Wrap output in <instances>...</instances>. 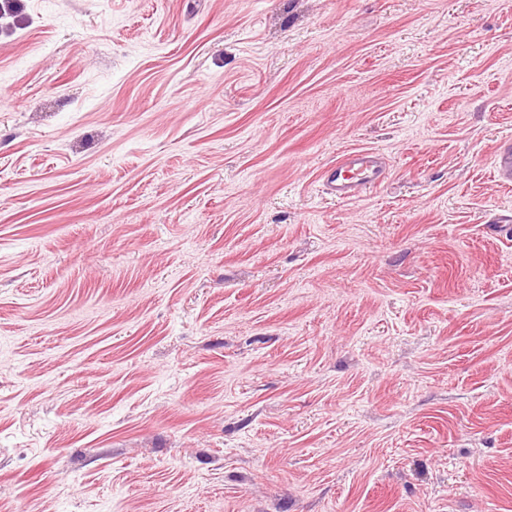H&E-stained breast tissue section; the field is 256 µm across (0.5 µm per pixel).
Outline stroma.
<instances>
[{
	"label": "stroma",
	"mask_w": 512,
	"mask_h": 512,
	"mask_svg": "<svg viewBox=\"0 0 512 512\" xmlns=\"http://www.w3.org/2000/svg\"><path fill=\"white\" fill-rule=\"evenodd\" d=\"M509 139L512 0H0V512H512ZM386 165L369 150L344 153L329 168L322 185L328 194L340 200L358 198L368 187L379 184L385 178Z\"/></svg>",
	"instance_id": "obj_1"
}]
</instances>
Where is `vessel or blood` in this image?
Wrapping results in <instances>:
<instances>
[{"instance_id": "vessel-or-blood-1", "label": "vessel or blood", "mask_w": 512, "mask_h": 512, "mask_svg": "<svg viewBox=\"0 0 512 512\" xmlns=\"http://www.w3.org/2000/svg\"><path fill=\"white\" fill-rule=\"evenodd\" d=\"M386 166L367 150L344 153L322 180L328 194L340 200L358 198L368 187L383 181Z\"/></svg>"}]
</instances>
